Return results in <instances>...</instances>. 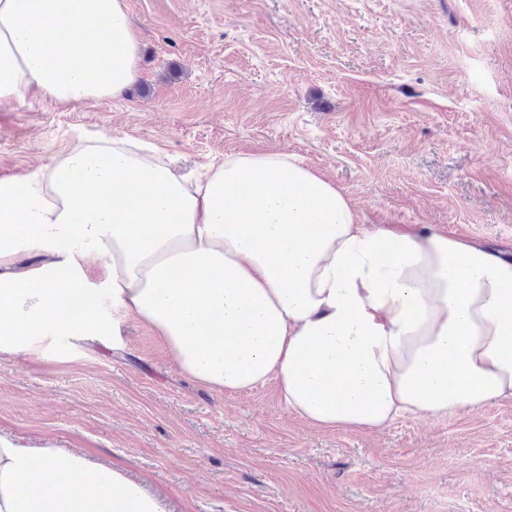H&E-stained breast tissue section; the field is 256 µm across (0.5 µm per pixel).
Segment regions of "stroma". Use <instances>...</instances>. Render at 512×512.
<instances>
[{"instance_id":"35a3bbf8","label":"stroma","mask_w":512,"mask_h":512,"mask_svg":"<svg viewBox=\"0 0 512 512\" xmlns=\"http://www.w3.org/2000/svg\"><path fill=\"white\" fill-rule=\"evenodd\" d=\"M121 96L0 107V177L104 135L195 179L282 151L362 223L512 257V0H126ZM125 342L0 354V435L86 453L167 512H512V400L380 429L310 426L274 383L216 394L134 318Z\"/></svg>"}]
</instances>
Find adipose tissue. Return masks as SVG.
Returning <instances> with one entry per match:
<instances>
[{
    "label": "adipose tissue",
    "mask_w": 512,
    "mask_h": 512,
    "mask_svg": "<svg viewBox=\"0 0 512 512\" xmlns=\"http://www.w3.org/2000/svg\"><path fill=\"white\" fill-rule=\"evenodd\" d=\"M125 0H0V105L122 95L138 77ZM104 261L96 284L88 266ZM107 293L111 313L74 298ZM134 317L215 393L275 383L321 428L512 400V258L437 230L360 224L294 156L230 155L187 184L110 137L0 178V353L111 341ZM0 512H166L80 452L0 437Z\"/></svg>",
    "instance_id": "1"
}]
</instances>
